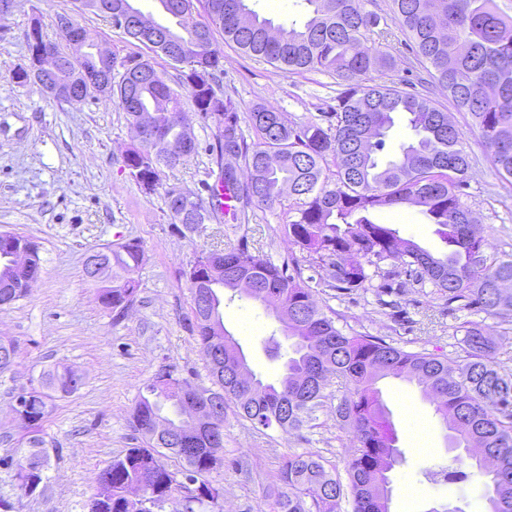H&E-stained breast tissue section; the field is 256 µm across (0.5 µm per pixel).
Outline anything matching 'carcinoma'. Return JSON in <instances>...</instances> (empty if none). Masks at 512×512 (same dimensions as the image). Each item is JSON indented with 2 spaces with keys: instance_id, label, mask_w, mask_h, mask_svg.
<instances>
[{
  "instance_id": "obj_1",
  "label": "carcinoma",
  "mask_w": 512,
  "mask_h": 512,
  "mask_svg": "<svg viewBox=\"0 0 512 512\" xmlns=\"http://www.w3.org/2000/svg\"><path fill=\"white\" fill-rule=\"evenodd\" d=\"M169 23L159 24L172 46L191 45L210 66L199 75L196 60L176 62L174 84L155 62L141 54L112 53L126 72L112 75L107 88L94 97L115 101L131 125L148 116L151 140L123 158L135 184L155 192L162 169H175L197 152L187 142L188 124L182 91L189 92L195 111L216 124L220 172L207 195L191 197L189 209L175 206L165 190L172 224L185 236L219 219L214 204L217 187L233 194L236 203L252 202L271 208L292 200L288 223L279 227L288 241L305 252L321 270L327 288L350 294L375 290L391 295L413 284L429 283L439 296L460 311L495 316L512 335V253L490 254L483 248L484 228L460 201L470 157L465 133L448 124V111L428 96L394 85L371 82L370 74L390 71L392 55L379 46L365 45L381 17L366 9L365 0H300L306 21L285 28L251 9L247 0H157ZM203 6L204 15L185 27L182 14ZM392 21L409 36L430 82L444 89L454 107L471 117L489 153L495 176L512 186V18L504 16L496 0H392ZM244 54L262 60L284 74L320 69L336 75L342 90L336 108L320 118L289 121L281 112L261 104L245 113L230 97L217 93L213 83L223 71L224 55L215 31ZM12 79L34 83L56 101L41 79L19 67ZM402 114L415 134L413 142L386 161L379 158L385 137ZM421 208L431 224L440 226L448 251L434 255L400 235L391 224L373 220L377 211ZM224 265L209 274L211 309L192 310L200 352H224V369L247 364L239 343L224 328V301L245 296L259 303L291 340L283 372L266 381L251 374V383L224 389L238 415L259 430L288 432L315 419L324 406L323 391L331 380L344 389L336 404V423L354 429L356 446L347 463V480L326 468L311 451L286 458L281 466V490L271 512H388L389 473L395 462L392 429L381 411L379 379L395 377L414 382L435 405L452 432V448L485 469L488 512H512V368L496 360L498 344L476 322L461 324V353L455 358L426 351H406L381 337L352 333L336 324L319 305L315 290L300 268L288 273V261L277 264L252 254L245 245L223 249ZM142 247L129 240L103 255L102 275L92 281L101 305L120 316L137 296L134 277ZM390 260L394 267L381 268ZM374 271H368V268ZM253 278V291L242 292L239 276ZM12 302L26 296L13 271L0 265V297ZM78 373L64 366L41 376L40 385L26 391V413L32 416L35 436L28 453L0 464L15 470L17 483L43 479L46 441L40 436L53 394L72 393ZM177 393L154 375L142 388L131 415L141 445L104 468L112 479V506L88 512H130L125 487L147 482L155 500L164 502L173 491L192 483L176 512H206L215 504L219 486L210 479L214 467L210 443L196 438L193 446L160 443L151 423L174 407ZM170 455L180 468L160 461Z\"/></svg>"
}]
</instances>
